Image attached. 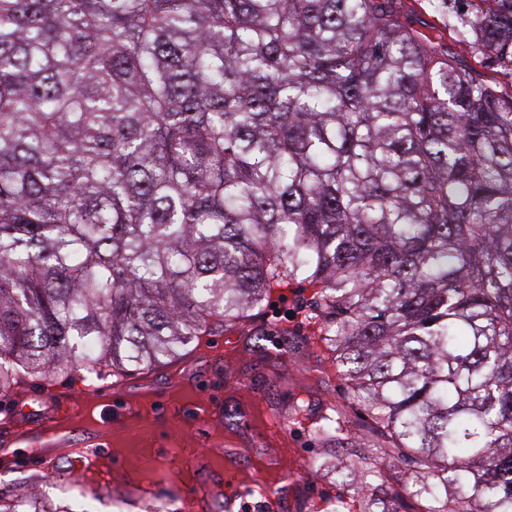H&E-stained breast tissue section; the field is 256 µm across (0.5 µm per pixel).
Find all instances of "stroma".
Returning <instances> with one entry per match:
<instances>
[{"instance_id": "1", "label": "stroma", "mask_w": 512, "mask_h": 512, "mask_svg": "<svg viewBox=\"0 0 512 512\" xmlns=\"http://www.w3.org/2000/svg\"><path fill=\"white\" fill-rule=\"evenodd\" d=\"M442 2L402 0L403 19L447 46L458 63L473 68L479 78L512 94V69L479 61L458 43ZM310 295L307 289L273 294L252 320V334L216 335L222 357H214L203 344H190L164 365L127 373L117 393L96 396L91 390L95 377L81 371L24 380L8 395H0V411L12 414L10 428H0V487L12 488L27 479L29 494L64 503L71 512H128L115 498L114 487L147 481L158 472L167 473L187 492L196 491L202 475L211 473L225 483L249 488L253 506L260 502L262 488L293 472L297 479L288 485L287 512H310L312 506L354 494L349 468L357 456L373 455L381 438L367 413L349 406L327 351L314 347L303 330L289 336L277 333L281 323L295 320ZM179 379L193 382L196 392L216 405V417L200 422L186 410L173 390ZM127 400L151 402L162 410L163 419L149 430L134 423L117 426L116 447L101 467L111 484L93 488L74 465L73 448L87 440V432L73 428L64 448L49 445L43 434L66 403L81 402L89 416L100 419L114 417ZM292 403L340 409L350 429L348 447H321L306 423L288 418ZM272 413L283 415L284 421L277 433L267 434L262 422ZM228 434L236 437L239 454L235 470L222 471L213 467L204 445ZM172 448H188L192 454L172 457ZM65 486L71 489L66 496L61 493Z\"/></svg>"}]
</instances>
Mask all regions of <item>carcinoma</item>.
<instances>
[{"instance_id":"obj_1","label":"carcinoma","mask_w":512,"mask_h":512,"mask_svg":"<svg viewBox=\"0 0 512 512\" xmlns=\"http://www.w3.org/2000/svg\"><path fill=\"white\" fill-rule=\"evenodd\" d=\"M451 2L512 66V0ZM396 4L0 0V394L161 365L303 286L419 512H512V95Z\"/></svg>"}]
</instances>
